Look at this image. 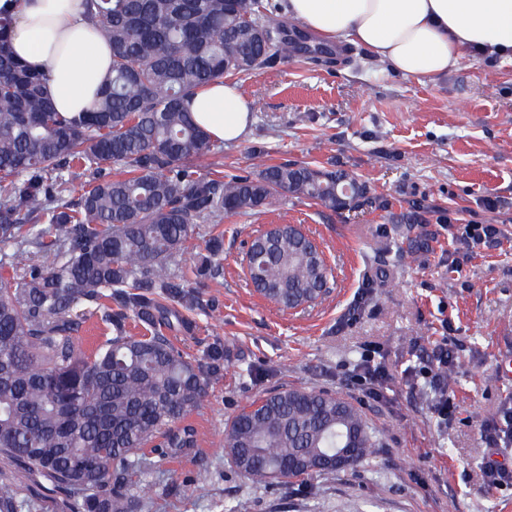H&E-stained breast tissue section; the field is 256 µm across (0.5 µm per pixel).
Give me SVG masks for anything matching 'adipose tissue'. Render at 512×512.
<instances>
[{
	"label": "adipose tissue",
	"instance_id": "obj_1",
	"mask_svg": "<svg viewBox=\"0 0 512 512\" xmlns=\"http://www.w3.org/2000/svg\"><path fill=\"white\" fill-rule=\"evenodd\" d=\"M15 14L16 59L47 75L57 111H87L110 74L106 46L84 0H0ZM286 12L327 45H359L393 71L435 78L476 51L512 62V0H287ZM187 107L217 141L233 143L251 124L252 106L234 82L215 83Z\"/></svg>",
	"mask_w": 512,
	"mask_h": 512
}]
</instances>
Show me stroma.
Returning a JSON list of instances; mask_svg holds the SVG:
<instances>
[{
    "label": "stroma",
    "instance_id": "1",
    "mask_svg": "<svg viewBox=\"0 0 512 512\" xmlns=\"http://www.w3.org/2000/svg\"><path fill=\"white\" fill-rule=\"evenodd\" d=\"M294 54L236 83L252 103L248 134L201 162L202 170L254 176L262 164H299L353 174L366 191L330 210L288 195L274 206L197 225L202 252L223 234L222 287L204 288L174 336L188 357L226 344L223 377L188 416L197 443L181 456L143 451V512H512V485L482 487L488 462L512 468V447L491 448L482 421L512 407V63L466 55L446 75L396 74L363 47L336 49L292 27ZM498 201L485 207L486 197ZM422 222H415V215ZM495 224L501 246L467 254L452 244L450 218ZM271 224H298L332 270L329 293L281 311L247 280L243 245ZM461 346L447 376L456 404L448 427L416 387L436 345ZM389 370L382 398L352 387L362 356ZM326 390L353 402L376 439L357 467L303 481L255 482L223 451L230 421L281 388ZM207 472L198 490L199 472ZM14 484L32 512H69L46 482L0 456V482Z\"/></svg>",
    "mask_w": 512,
    "mask_h": 512
}]
</instances>
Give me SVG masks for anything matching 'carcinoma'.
Listing matches in <instances>:
<instances>
[{"label": "carcinoma", "mask_w": 512, "mask_h": 512, "mask_svg": "<svg viewBox=\"0 0 512 512\" xmlns=\"http://www.w3.org/2000/svg\"><path fill=\"white\" fill-rule=\"evenodd\" d=\"M111 48V75L78 116L57 111L47 77L12 55L15 19L0 9V454L36 471L70 512H140L134 456L151 443L174 456L194 446L185 423L222 374L224 346L209 366L181 353L165 332L186 326L198 297L181 272L195 225L259 211L291 194L330 210L364 194L344 171L270 164L258 177L200 171L217 149L185 103L202 87L245 75L295 52L288 21L260 0H86ZM84 177L82 194L71 187ZM41 224L53 229L44 240ZM25 242L38 251L25 255ZM224 239L193 264L199 282L219 276ZM249 281L280 310L324 298L323 254L288 225L258 235ZM101 304L113 336L93 354L75 332L85 306ZM166 299L182 301V309ZM130 320L145 333L126 330ZM225 454L240 474L285 481L335 472L326 455L374 447L356 406L342 395L289 388L231 421ZM28 504L0 482V512Z\"/></svg>", "instance_id": "obj_1"}]
</instances>
